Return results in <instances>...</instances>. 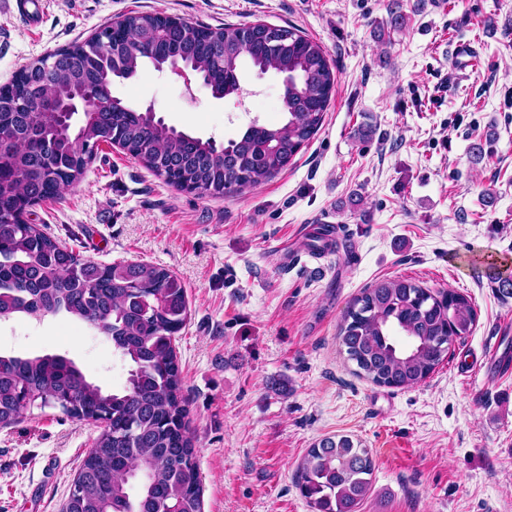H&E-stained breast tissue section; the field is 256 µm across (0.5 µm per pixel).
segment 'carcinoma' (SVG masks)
<instances>
[{
    "mask_svg": "<svg viewBox=\"0 0 512 512\" xmlns=\"http://www.w3.org/2000/svg\"><path fill=\"white\" fill-rule=\"evenodd\" d=\"M110 47L74 42L49 78L34 80L39 58L0 86V127L9 134L0 158V318L40 320L66 313L112 340L129 363L123 389L107 392L57 354H0V428L34 405L103 425L73 483L64 512H202L200 476L189 433L174 340L188 317L186 291L170 270L136 261L82 258L27 220L29 209L79 183L101 144L116 142L167 184L177 162L194 193L221 197L260 186L286 169L321 128L335 75L323 48L293 27L278 51L256 25L204 27L162 13L130 15L101 29ZM179 58L198 69L216 96L240 90L245 67L287 79L283 122H253L220 149L104 97L117 74L131 77L150 59ZM90 100L81 124L55 113L18 112L21 93L63 104L78 91ZM477 313L457 291H432L405 279H381L348 306L339 331L355 374L391 388L424 382L467 336ZM374 471L370 452L347 436L310 448L300 491L312 512H356Z\"/></svg>",
    "mask_w": 512,
    "mask_h": 512,
    "instance_id": "cac0c4a2",
    "label": "carcinoma"
}]
</instances>
